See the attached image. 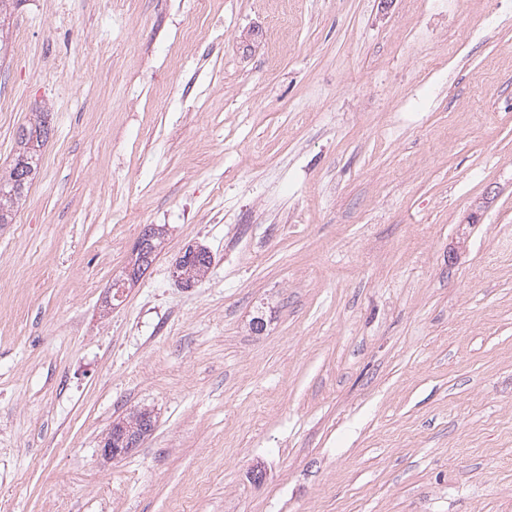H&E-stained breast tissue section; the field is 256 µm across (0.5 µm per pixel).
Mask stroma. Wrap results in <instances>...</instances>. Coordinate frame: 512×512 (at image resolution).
<instances>
[{"instance_id":"stroma-1","label":"stroma","mask_w":512,"mask_h":512,"mask_svg":"<svg viewBox=\"0 0 512 512\" xmlns=\"http://www.w3.org/2000/svg\"><path fill=\"white\" fill-rule=\"evenodd\" d=\"M21 34L0 170L53 135L0 224V512H512V0H21ZM35 124L37 125V121H30L26 126L27 133L23 135L22 131L19 129L16 134V154L14 158V162L22 161L27 165L32 174L30 180L31 182L35 178L38 172V161L39 154L38 150L44 144V142L40 141L39 136H35L38 133V129L35 130ZM30 182V184H31ZM160 233L165 235L166 227H158L155 224H146L143 226L141 234L133 248V256L138 255V260L136 264H132L127 270V276L132 283L137 282L141 278L146 267L147 270L151 267L153 263L151 259L156 251V246L157 251L153 257V261H155L161 253L163 242L155 240ZM122 422H117L112 426L113 428H117L120 426L119 433L114 437V440L118 439V444L122 445L123 448H112L113 446V437L112 434L106 436L101 444V455L107 459L112 460V458H117L118 456H124L128 452L132 451L134 448H137L145 436V433L138 430V426L131 424L126 425L122 424Z\"/></svg>"}]
</instances>
